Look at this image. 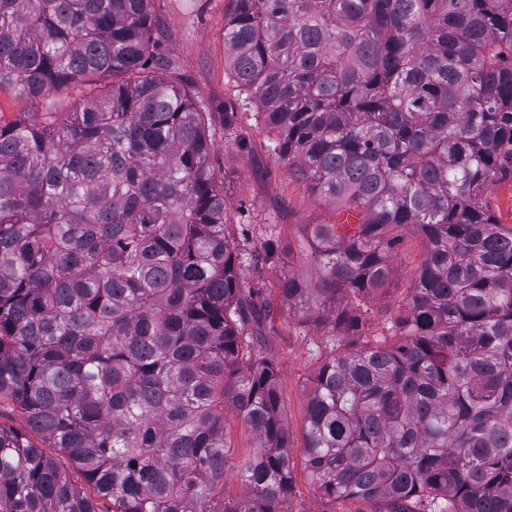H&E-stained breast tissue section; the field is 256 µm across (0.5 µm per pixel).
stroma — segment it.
Here are the masks:
<instances>
[{
  "label": "stroma",
  "instance_id": "obj_1",
  "mask_svg": "<svg viewBox=\"0 0 512 512\" xmlns=\"http://www.w3.org/2000/svg\"><path fill=\"white\" fill-rule=\"evenodd\" d=\"M227 0H156L161 26L158 51L174 59L203 111L209 112V134L214 143L211 163L224 178V220L233 234L262 245L267 229H274L277 254L272 267L246 274L245 285L263 318L265 351L272 360L284 398L294 464H301L303 431L312 390L311 380L320 361L318 347L323 327L302 322L284 305L280 283L296 275L316 284L309 256L312 225L334 222L341 205L312 193L293 179L284 162L268 148L269 135L246 105L224 57V14ZM232 122H225V113ZM483 207L503 227H512V163L482 197ZM393 270L386 286L368 302L366 329L379 334L386 319L405 304L408 290L424 258L423 239L407 228L397 229ZM380 503L346 499L329 504L319 499L304 477L295 474L293 512H379Z\"/></svg>",
  "mask_w": 512,
  "mask_h": 512
}]
</instances>
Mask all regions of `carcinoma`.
<instances>
[{
	"instance_id": "1",
	"label": "carcinoma",
	"mask_w": 512,
	"mask_h": 512,
	"mask_svg": "<svg viewBox=\"0 0 512 512\" xmlns=\"http://www.w3.org/2000/svg\"><path fill=\"white\" fill-rule=\"evenodd\" d=\"M159 33L155 0H0V88L44 102L0 112V399L83 478L0 425V512H291L242 316L272 247L229 234L210 113ZM224 50L288 174L362 214L313 225L317 287L281 285L303 314L351 300L320 318L306 478L384 512H512V228L480 202L512 152V0H229ZM393 227L425 255L371 336Z\"/></svg>"
}]
</instances>
